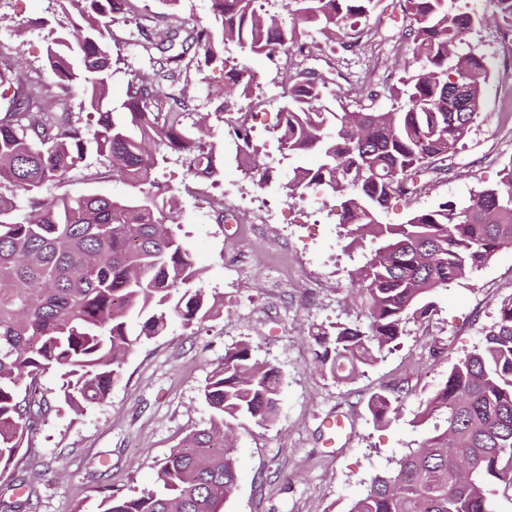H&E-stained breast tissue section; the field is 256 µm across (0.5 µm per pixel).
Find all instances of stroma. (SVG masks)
<instances>
[{"label": "stroma", "mask_w": 512, "mask_h": 512, "mask_svg": "<svg viewBox=\"0 0 512 512\" xmlns=\"http://www.w3.org/2000/svg\"><path fill=\"white\" fill-rule=\"evenodd\" d=\"M476 17L459 52L476 50L493 65L487 86L484 121L476 124L463 150L448 161V172L430 182L413 201L392 200L385 220L403 223L414 210L448 199L468 201L470 192L495 181L512 160V121L500 117L502 101L512 94V42L502 39L490 0H466ZM373 44L337 50L332 59L313 57L324 69L329 92L355 100L356 85L383 87L417 70L400 35L398 0H378ZM57 0H0V65L12 63L32 80L46 81L48 42L34 18L61 19ZM110 96L113 107L126 98L130 71L151 73L152 66L127 41V27L112 26ZM205 77L187 88L191 113L208 116L207 143L214 146L217 183L200 192L181 193L171 228L189 248L202 272L196 285L223 298L224 308L209 320L183 327L172 320L162 336L138 344L128 356L121 379L105 402L73 412L58 396L59 375L41 378L37 396L49 405L34 448L8 470L6 484L31 494L33 512H99L107 489L138 495L154 488L157 470L190 432L203 428L210 410L202 389L224 353L247 343L255 358L281 374L280 410L267 426L237 429L234 458L237 487L219 512H348L372 475L389 468L407 445L434 432V419L422 418L426 402L446 379L449 366L477 346L498 302L512 295V248L498 252L474 277L438 298L430 318L410 323L397 349L353 379L337 382L315 369L310 327L355 321L358 302L350 295L351 275L364 259L361 249L346 250L338 218L308 197L288 200L283 186L287 165L274 168L263 187L244 177L239 161L224 149L222 102L224 66L214 62ZM74 171L66 185L72 194L108 197L130 194L119 179L93 177L96 154ZM225 195V215L208 211L205 197ZM407 383L398 416L375 422L368 411L382 389ZM343 420L346 434L334 437L327 423Z\"/></svg>", "instance_id": "1"}]
</instances>
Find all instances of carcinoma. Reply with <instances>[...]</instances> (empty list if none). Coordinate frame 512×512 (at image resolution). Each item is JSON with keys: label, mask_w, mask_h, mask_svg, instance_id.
Instances as JSON below:
<instances>
[{"label": "carcinoma", "mask_w": 512, "mask_h": 512, "mask_svg": "<svg viewBox=\"0 0 512 512\" xmlns=\"http://www.w3.org/2000/svg\"><path fill=\"white\" fill-rule=\"evenodd\" d=\"M65 20L48 29L50 82H32L18 69L0 70V466L33 447L42 406L30 388L50 368L59 393L79 410L104 402L120 380L128 354L143 339L164 334L172 318L188 327L220 312L224 303L192 287L199 272L190 251L168 228L172 200L185 182L160 183L156 170L169 153L193 156L187 173L217 175L214 146L187 130L186 90L202 65L224 58V102L233 112L246 64L224 56L235 45L274 62L303 50L315 27L333 50L351 34L369 39L374 0H279L290 17L263 9L267 0H210L205 20L177 15L181 0H158L175 24L162 31L135 16L128 41L143 49L153 74H132L123 119L106 109L112 81L110 26L135 11L131 0H57ZM503 34H512V0H491ZM406 21L401 41L420 63L402 78L392 112L371 104L351 109L324 98L326 76L311 68L281 86L274 127L282 158L309 152L313 168L295 166L290 198L320 187L344 198L339 224L350 244L379 240L352 279L360 299L353 322L310 331L317 369L336 381L364 372L398 346L410 322L437 311L435 297L479 272L503 248H512V160L497 180L469 201L443 200L384 224L392 199L416 194L448 171L483 113L490 80L486 58L456 47L474 18L460 0H400ZM467 95L470 111H453L451 94ZM79 99V111L98 115L92 134L70 112H50L59 98ZM238 152L257 159L259 145L242 124L233 127ZM103 158L99 178L117 177L130 197L54 194L88 166V144ZM29 211L13 216L14 198ZM278 368L246 344L224 354L203 397L208 426L192 431L161 463L156 486L139 496L114 491L102 512H218L236 489L233 427L267 426L279 411ZM398 396L372 398L373 418L397 413ZM423 416L443 426L409 448L394 466L371 477L348 512H495L492 497L512 489V295L497 304L493 322L473 351L448 367Z\"/></svg>", "instance_id": "1"}]
</instances>
